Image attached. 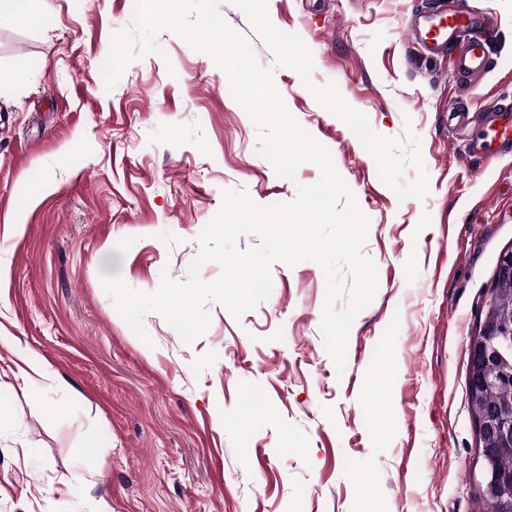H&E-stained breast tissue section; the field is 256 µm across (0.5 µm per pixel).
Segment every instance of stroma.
<instances>
[{
  "label": "stroma",
  "instance_id": "35a3bbf8",
  "mask_svg": "<svg viewBox=\"0 0 512 512\" xmlns=\"http://www.w3.org/2000/svg\"><path fill=\"white\" fill-rule=\"evenodd\" d=\"M439 0H267L373 129L413 132L429 177L399 200L355 133L279 68L230 0L220 11L274 70L288 110L331 153L369 219L377 269L344 369L321 329L326 280L275 262L269 298L241 317L210 305L187 344L155 312L138 337L102 275L155 291L185 281L227 190L294 201L257 152L224 71L164 31L165 57L114 87L99 67L130 0H45L41 22L0 19V512H486L468 404V349L512 247V150L483 147L512 104V0H463L494 22L484 78L426 54L404 26ZM20 339L61 382L26 385ZM257 390L265 407H251ZM95 443L88 458L74 449Z\"/></svg>",
  "mask_w": 512,
  "mask_h": 512
}]
</instances>
